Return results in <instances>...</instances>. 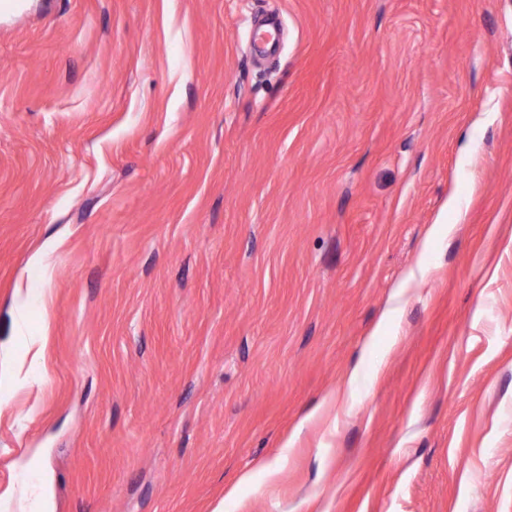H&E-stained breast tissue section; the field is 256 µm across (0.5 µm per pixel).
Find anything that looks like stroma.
I'll list each match as a JSON object with an SVG mask.
<instances>
[{
    "label": "stroma",
    "instance_id": "obj_1",
    "mask_svg": "<svg viewBox=\"0 0 512 512\" xmlns=\"http://www.w3.org/2000/svg\"><path fill=\"white\" fill-rule=\"evenodd\" d=\"M34 340L0 512H512V0H0Z\"/></svg>",
    "mask_w": 512,
    "mask_h": 512
}]
</instances>
